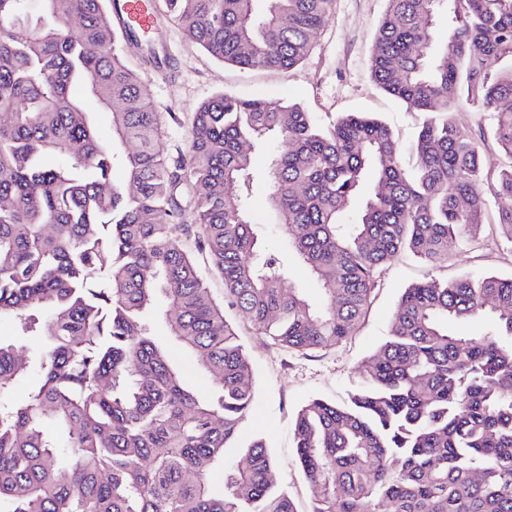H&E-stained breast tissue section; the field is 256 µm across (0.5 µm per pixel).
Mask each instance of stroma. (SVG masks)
<instances>
[{"label": "stroma", "instance_id": "obj_1", "mask_svg": "<svg viewBox=\"0 0 512 512\" xmlns=\"http://www.w3.org/2000/svg\"><path fill=\"white\" fill-rule=\"evenodd\" d=\"M386 6V0H335L330 20L313 36L312 51L300 65L284 71L243 72L226 65L196 44L180 23L158 16L141 43L163 47L171 70L165 74L142 66L133 55L128 64L162 114L165 152L174 155L184 149L188 116L219 93L289 99L301 103L323 125L345 112L371 113L385 120L402 144H409L421 113L407 110L382 91L370 72L374 35ZM252 213L263 245L283 261L288 280L311 298H319L318 287L296 263L276 225L264 189L254 191ZM479 237V244L453 248L447 263L437 267L407 252L394 257L381 272L355 335L332 349L305 355L284 349L252 327L239 310L225 308V316L237 325L256 385L244 434L265 438L278 462V485L295 501L298 512H311L316 490L295 462L292 427L297 411L312 398L337 403L347 399L360 380L362 365L387 340L400 295L409 285L462 275L512 276V242L492 223L482 226Z\"/></svg>", "mask_w": 512, "mask_h": 512}]
</instances>
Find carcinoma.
<instances>
[{
	"instance_id": "1",
	"label": "carcinoma",
	"mask_w": 512,
	"mask_h": 512,
	"mask_svg": "<svg viewBox=\"0 0 512 512\" xmlns=\"http://www.w3.org/2000/svg\"><path fill=\"white\" fill-rule=\"evenodd\" d=\"M27 2L0 0V320L40 347L0 338V503L297 512L264 439L243 440L251 365L207 274L262 334L316 352L355 334L396 254L448 261L449 247L478 240L490 204L512 238V0H387L370 71L424 115L411 166L377 116L323 126L297 102L228 94L191 113L186 150L170 158L126 61L125 47L142 45L115 32L107 0H40L36 14ZM333 5L161 8L212 57L284 70L307 57ZM77 84L108 115L111 140ZM464 104L493 114L488 134L459 124ZM490 143L506 159L496 171L481 163ZM257 146L268 147L262 169ZM52 155L66 164L43 165ZM258 182L321 299L284 286L262 248L250 211ZM160 295L174 309L170 338L213 378L208 395L152 335ZM479 317L491 330L448 331ZM360 374L347 402L313 398L296 415V463L319 490L313 512H512V277L409 286Z\"/></svg>"
}]
</instances>
